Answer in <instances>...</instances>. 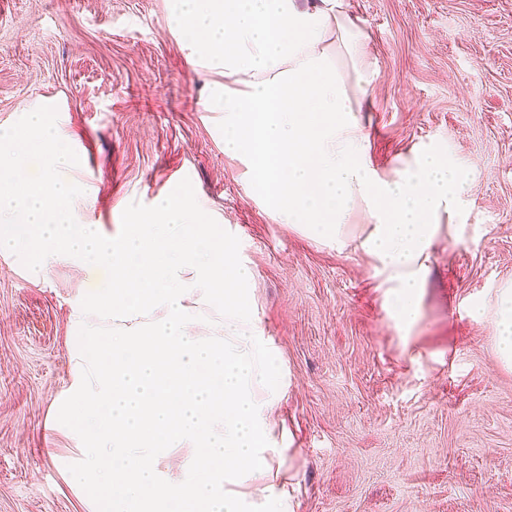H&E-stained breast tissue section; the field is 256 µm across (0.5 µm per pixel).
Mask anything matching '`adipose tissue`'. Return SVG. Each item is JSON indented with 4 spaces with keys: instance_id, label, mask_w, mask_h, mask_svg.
I'll return each mask as SVG.
<instances>
[{
    "instance_id": "ef3b65f1",
    "label": "adipose tissue",
    "mask_w": 512,
    "mask_h": 512,
    "mask_svg": "<svg viewBox=\"0 0 512 512\" xmlns=\"http://www.w3.org/2000/svg\"><path fill=\"white\" fill-rule=\"evenodd\" d=\"M175 29L224 67V152L277 224L344 247L356 209L362 242L387 283L388 313L411 326L428 250L441 221L460 224L473 172L446 148L425 146L384 178L367 160L360 114L377 76L349 0H176ZM473 316L495 319L494 342L512 366V286Z\"/></svg>"
}]
</instances>
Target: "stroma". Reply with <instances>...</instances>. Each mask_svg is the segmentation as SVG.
<instances>
[{
  "mask_svg": "<svg viewBox=\"0 0 512 512\" xmlns=\"http://www.w3.org/2000/svg\"><path fill=\"white\" fill-rule=\"evenodd\" d=\"M378 71L361 120L392 175L421 144L475 181L464 229L441 224L420 314L389 316L353 212L343 249L273 223L224 153V71L174 29L173 0H0V126L42 105L79 155L81 224L119 234L189 175L240 241L252 300L287 391L272 426L289 447L294 512H512V367L473 303L512 284V0H350ZM97 273L33 279L0 255V512H89L57 468L71 442L49 415L76 339L71 302Z\"/></svg>",
  "mask_w": 512,
  "mask_h": 512,
  "instance_id": "35a3bbf8",
  "label": "stroma"
}]
</instances>
